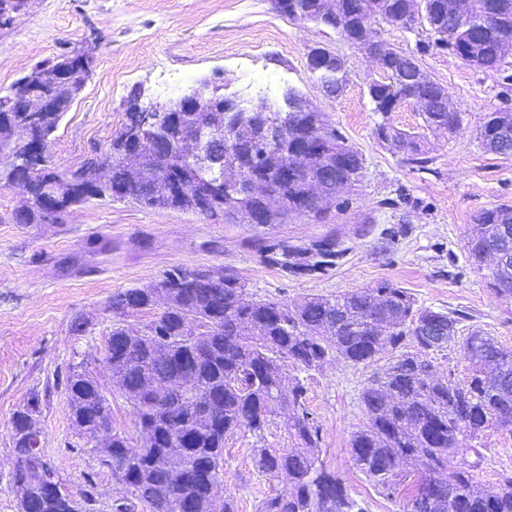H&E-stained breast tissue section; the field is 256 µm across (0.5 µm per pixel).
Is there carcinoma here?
<instances>
[{
    "mask_svg": "<svg viewBox=\"0 0 512 512\" xmlns=\"http://www.w3.org/2000/svg\"><path fill=\"white\" fill-rule=\"evenodd\" d=\"M294 17L329 27L346 42L364 48L370 20L396 22L399 17L420 19L430 35L419 50H461L468 64L499 70L504 49L512 47V0H296ZM385 74L368 87L373 111L381 115L378 140L403 154L408 163H428L423 141L416 133L390 122L395 103H421L424 125L453 132L460 115L451 109L447 88L435 82L416 59L379 41ZM319 68L312 69L318 85L339 95L347 72L339 57L316 48ZM67 56L35 68L45 80L22 89L32 102L48 94L59 80L58 69ZM137 89L125 98L126 119L104 149L68 175L42 164L29 173L30 186L47 180L55 195L37 191L20 207L26 224L56 223L73 207L89 199L131 201L150 209H171L204 217H224L230 224L245 223L238 209L245 201L214 206L193 195L194 153L188 139L200 123L224 126V166L233 167L241 155L256 158L263 178L254 185L262 197H279L266 210L265 225L288 223L299 215L321 214L317 197L334 196L354 185L363 170L360 152L322 112H274L272 117L306 140L302 157L268 149L261 138L247 139L251 115L225 119L222 112H189L179 117L185 135L160 153L145 145L136 155L131 139ZM74 99H61L42 127L28 132L48 146L62 116ZM19 103L0 100V152H17L7 137L26 135ZM478 139L497 155H512V101L489 113ZM171 185L170 197L152 194L154 182ZM512 252V211L500 205L474 216L466 238L471 264L483 269L486 261L496 294L512 297V260L497 258L502 246ZM257 247L267 263L292 276L325 273L343 251L330 232L309 245H289L259 239ZM154 311L156 316L140 332L129 331L122 317ZM105 360L119 378L118 392L131 408L144 435L136 447L131 438L112 430V407L99 383L83 363L68 366L57 378L69 399L73 427L87 441L102 430L111 431L108 445L94 446L99 466L126 485L128 496L114 501L112 512H234L230 501L217 509L224 469V441L237 432L254 439L253 465L269 483L288 478V486L265 497L258 512H365L347 491L342 479L315 456L320 428L307 409V387L297 379L283 389V367L290 361L303 371L319 369L336 355L354 364L375 360L386 348L400 355L363 388L360 400L367 422L350 440L359 471L390 496L400 491L398 468L420 462L427 474L408 488L407 512H512V475L500 485L481 490L472 482L483 453L474 445L494 423L512 429V348L473 329L458 337L459 318L418 305L406 289L382 281L343 295L312 297L294 308L277 300L257 299L230 267L176 266L155 284L129 288L112 295ZM191 336L184 338L187 328ZM459 346L471 364L464 382L434 373L430 360L420 356L433 350L435 337ZM412 346L417 352H409ZM292 411L288 434L292 447L265 446V432L282 409ZM42 412L33 396L11 418L14 472L27 487L19 512H67L42 482L54 468L44 449L31 447L32 412Z\"/></svg>",
    "mask_w": 512,
    "mask_h": 512,
    "instance_id": "carcinoma-1",
    "label": "carcinoma"
}]
</instances>
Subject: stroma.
<instances>
[{"label": "stroma", "instance_id": "35a3bbf8", "mask_svg": "<svg viewBox=\"0 0 512 512\" xmlns=\"http://www.w3.org/2000/svg\"><path fill=\"white\" fill-rule=\"evenodd\" d=\"M318 46L345 62L347 86L338 97L321 92L309 70L308 53ZM71 51L88 54L93 65L51 137L47 159L57 172L76 170L92 147L109 144L133 86L161 101L169 85L183 88L215 73L226 92L253 101H277L288 88L300 90L362 154L364 169L347 211L331 201L324 221L299 216L273 228L99 199L74 207L61 224H18L14 214L26 193L0 177V512H18L9 483L15 458L8 423L36 394L42 397L45 453L65 490L82 499L91 472L98 512H112L114 500L125 496L124 484L99 469L85 438L75 434L68 396L55 380L70 364L85 362L111 403L114 429L140 439L104 360L107 306L112 294L154 283L178 265L234 268L254 297L291 307L388 281L420 305L459 316L461 332L479 329L512 348V298L494 293L464 248L474 214L512 205V156L486 152L477 140L486 114L505 95L502 76L512 74V52L499 73L445 52L419 54L420 66L447 88L461 114L450 133L426 129L415 101L391 113L396 127L423 135L430 158L423 171L375 134L380 116L367 97L378 76L373 61L334 30L277 12L274 0H31L0 30V94L35 64ZM386 198L399 199V206L380 208ZM393 226L401 233L381 250L380 234ZM330 231L345 254L325 274H285L252 245L258 237L305 245ZM78 315L91 322L82 336L72 330ZM395 356L388 349L369 364L331 357L306 378L307 406L321 430L318 458L366 512L407 509L405 494H383L357 469L349 448L352 433L366 421L360 394ZM481 444L484 459L473 480L483 488L512 471V431L489 427ZM252 448V437L240 432L224 441L220 495L233 499L236 512H257L273 490L256 472Z\"/></svg>", "mask_w": 512, "mask_h": 512}]
</instances>
